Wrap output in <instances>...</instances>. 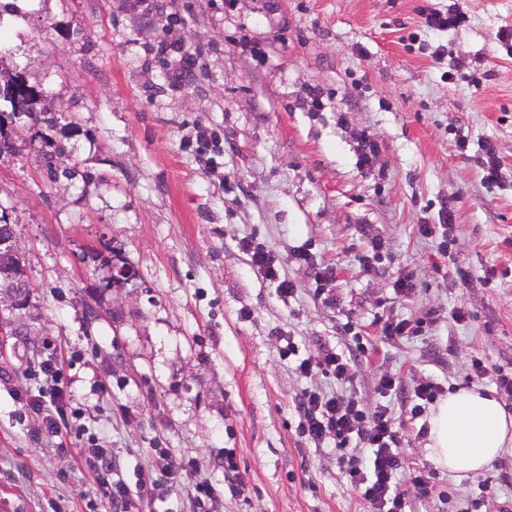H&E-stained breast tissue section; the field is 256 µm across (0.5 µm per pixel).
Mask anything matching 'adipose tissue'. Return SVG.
<instances>
[{
	"instance_id": "1",
	"label": "adipose tissue",
	"mask_w": 512,
	"mask_h": 512,
	"mask_svg": "<svg viewBox=\"0 0 512 512\" xmlns=\"http://www.w3.org/2000/svg\"><path fill=\"white\" fill-rule=\"evenodd\" d=\"M428 439L438 467L456 479L473 476L512 447V414L490 391L462 388L432 409Z\"/></svg>"
}]
</instances>
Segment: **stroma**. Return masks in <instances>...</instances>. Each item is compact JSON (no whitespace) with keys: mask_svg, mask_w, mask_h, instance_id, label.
Wrapping results in <instances>:
<instances>
[{"mask_svg":"<svg viewBox=\"0 0 512 512\" xmlns=\"http://www.w3.org/2000/svg\"><path fill=\"white\" fill-rule=\"evenodd\" d=\"M453 2L0 0V70L41 91L55 118L17 119L16 152L0 156V215L32 283L25 306H0L12 330L0 344V512H112L78 460L90 444L130 483L157 448L199 461L176 496L144 497L140 512H195L198 482L215 489L211 512H369L333 440L300 432L302 392L338 388L295 368L324 347L348 358L347 388L366 407L389 372L395 414L425 381L494 391L512 413L496 384L512 374V55L498 39L512 0H466L465 25L422 27L420 7ZM243 33L264 59L243 52ZM191 46L203 55L171 80ZM452 58L462 66L448 80ZM364 136L376 145L365 164ZM486 141L497 186L476 161ZM245 238L293 297L252 267ZM119 264L133 278L109 283ZM408 273L417 288L403 296L394 282ZM407 317L426 319L420 335L383 336L386 319ZM290 342L297 357L281 354ZM51 352L64 368L59 440L31 405ZM427 446L413 433L400 450L403 512H512L511 451L459 481ZM482 179L489 184L497 183L500 179V167L496 158V150L492 142L486 141L482 145ZM244 249L251 252V263L254 268L263 274V276L275 287L276 293L281 297H292L296 292V287L292 281L281 273L279 266L264 249L253 248L249 240H243Z\"/></svg>","mask_w":512,"mask_h":512,"instance_id":"1","label":"stroma"}]
</instances>
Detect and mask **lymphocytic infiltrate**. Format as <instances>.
Masks as SVG:
<instances>
[{"label":"lymphocytic infiltrate","mask_w":512,"mask_h":512,"mask_svg":"<svg viewBox=\"0 0 512 512\" xmlns=\"http://www.w3.org/2000/svg\"><path fill=\"white\" fill-rule=\"evenodd\" d=\"M394 388V379L383 375L379 383L383 402L370 411L354 397L320 390L304 392L299 401L304 433L316 442L333 437L337 452L348 457L343 470L346 483L360 493L372 512H402L404 493L396 476L402 468L399 447L408 436L409 419L394 418L384 402ZM81 456L99 474L103 495L116 505L133 504L148 486L175 495L183 476L198 466L193 459L174 465L168 449L158 448L151 469L139 472L130 484L114 476L108 449L85 448Z\"/></svg>","instance_id":"f902f5d3"}]
</instances>
